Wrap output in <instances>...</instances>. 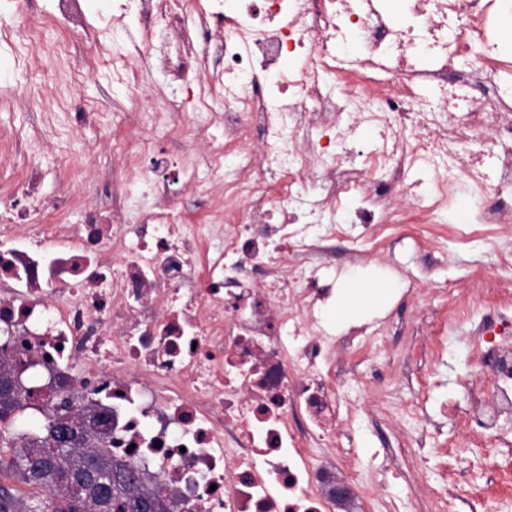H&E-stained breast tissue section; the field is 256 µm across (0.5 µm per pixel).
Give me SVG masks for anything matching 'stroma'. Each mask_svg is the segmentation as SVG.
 I'll use <instances>...</instances> for the list:
<instances>
[{"instance_id": "stroma-1", "label": "stroma", "mask_w": 512, "mask_h": 512, "mask_svg": "<svg viewBox=\"0 0 512 512\" xmlns=\"http://www.w3.org/2000/svg\"><path fill=\"white\" fill-rule=\"evenodd\" d=\"M176 36L157 27L151 42L143 44L139 65L140 87H132L100 68L75 77L70 62L58 59L42 77H33L38 47L19 54L0 50V129L30 133L42 113H52L60 141L83 148L86 172L78 182L84 196L103 197L110 178L103 169L112 165L109 149L112 131L121 127L135 101L154 103L171 94V75L161 66L173 49ZM104 108L108 126L90 125L72 136L67 114L74 102ZM459 191L448 201L447 217L436 224H393L385 237L364 257L353 258L352 242L336 244L337 282L371 269L378 282L398 283L383 307L366 320L382 327L384 335L377 361L364 360L362 352L337 353V361L356 367L346 370L337 393L349 418L345 427L355 450L354 465L365 478L385 471L384 487L371 498L355 499V512H389L391 505L426 502L434 489L458 484L459 499L448 502L446 512H470L469 499L480 512H512V415L498 423L501 439L491 445H474V437L460 414L471 394H491L492 380L480 366L481 350L475 344L482 325L497 321L504 308L512 309V272H495L496 257L484 245H457L451 230L475 224L477 210ZM423 273L425 294L414 298L409 288L412 274ZM497 289L483 292L487 277ZM454 281L475 300L469 316L452 323L448 302L440 295L442 282ZM411 435L424 438L427 461L409 468L404 444ZM467 451H459V444Z\"/></svg>"}]
</instances>
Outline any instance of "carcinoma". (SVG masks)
Instances as JSON below:
<instances>
[{
    "instance_id": "1",
    "label": "carcinoma",
    "mask_w": 512,
    "mask_h": 512,
    "mask_svg": "<svg viewBox=\"0 0 512 512\" xmlns=\"http://www.w3.org/2000/svg\"><path fill=\"white\" fill-rule=\"evenodd\" d=\"M34 390L22 391L12 383L8 372L0 370V420L24 412ZM56 417L47 414L39 429L25 432L28 441L16 449L6 466L23 483L37 485L47 497L21 505L12 492L0 486V512H139L145 504L154 512H167L160 492L144 491L137 485L133 465L112 458L101 445L85 446L87 431H78L74 443L66 449L56 447ZM122 472L128 481L104 487L92 473Z\"/></svg>"
}]
</instances>
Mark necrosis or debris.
<instances>
[{"mask_svg":"<svg viewBox=\"0 0 512 512\" xmlns=\"http://www.w3.org/2000/svg\"><path fill=\"white\" fill-rule=\"evenodd\" d=\"M389 2L112 0L93 31L86 0L10 16L19 47L48 20L98 38L131 16L176 25L174 81L210 88L133 112L112 135L111 191L91 207L67 153L60 192H41L33 145L51 125L13 135L24 175L0 199V359L33 363L70 415L109 414L105 448L170 512H335L352 456L332 355L379 333L338 339L320 324L330 242L371 241L408 216L434 223L462 183L498 193L481 223L512 224V45L498 37L512 0H403L399 19ZM348 37L359 53L344 61ZM362 127L382 142L360 156ZM165 141L190 147L180 166ZM197 148L210 177L196 175ZM418 169L434 193L413 192ZM299 180L319 181L321 199L307 204ZM73 209L81 223H66ZM483 365L492 400L466 420L491 437L512 413V349L488 348Z\"/></svg>","mask_w":512,"mask_h":512,"instance_id":"4bbe7bcc","label":"necrosis or debris"}]
</instances>
